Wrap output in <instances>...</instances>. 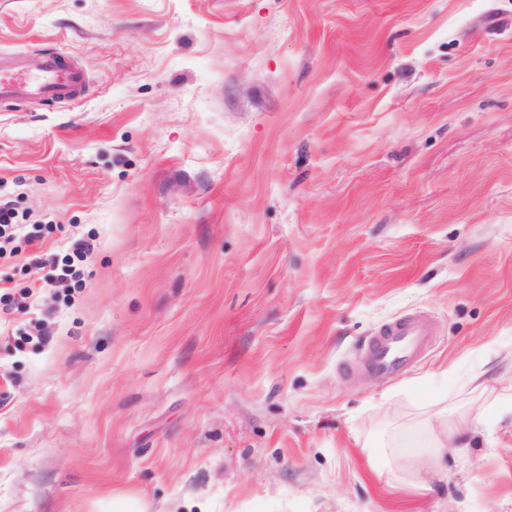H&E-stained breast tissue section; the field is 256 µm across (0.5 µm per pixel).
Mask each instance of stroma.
Segmentation results:
<instances>
[{
  "label": "stroma",
  "instance_id": "35a3bbf8",
  "mask_svg": "<svg viewBox=\"0 0 512 512\" xmlns=\"http://www.w3.org/2000/svg\"><path fill=\"white\" fill-rule=\"evenodd\" d=\"M49 50L80 103L0 107V512H512L510 419L401 468L512 393V0H0ZM26 216L19 217L10 202L0 200V257L9 252L13 254L14 243L22 237H27ZM91 246L84 243H76L72 255H65L60 264L53 270L54 274L46 281L48 287L56 283H67L66 288L79 287L82 283L81 263L91 253ZM430 336V324L422 315L387 324L369 340L364 369L381 377L395 375L414 362ZM453 413L455 411L448 409V406L435 412V416L440 420V425L430 429L428 447L433 448L436 452H444L459 437L475 433L487 413H497L501 416L511 414L512 417V395H509L507 399H495L491 403L479 405L476 408L471 407L457 421L448 420V415Z\"/></svg>",
  "mask_w": 512,
  "mask_h": 512
}]
</instances>
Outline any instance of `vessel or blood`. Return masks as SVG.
Listing matches in <instances>:
<instances>
[{"instance_id": "1", "label": "vessel or blood", "mask_w": 512, "mask_h": 512, "mask_svg": "<svg viewBox=\"0 0 512 512\" xmlns=\"http://www.w3.org/2000/svg\"><path fill=\"white\" fill-rule=\"evenodd\" d=\"M84 83L83 67L60 52L44 55L34 73L23 54L0 57V104L51 101L69 106L80 99ZM430 336V324L421 315L383 326L367 344L365 370L381 377L401 372L426 348Z\"/></svg>"}]
</instances>
